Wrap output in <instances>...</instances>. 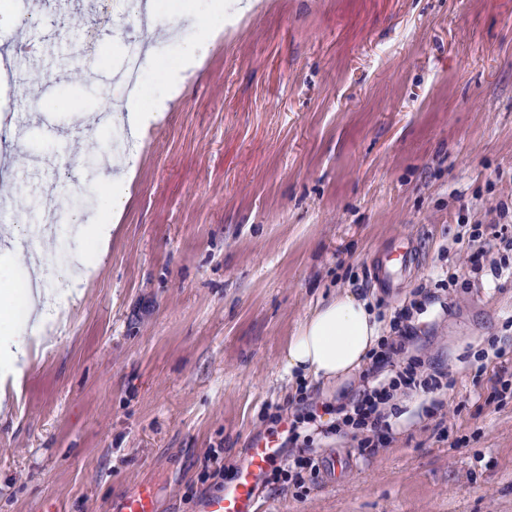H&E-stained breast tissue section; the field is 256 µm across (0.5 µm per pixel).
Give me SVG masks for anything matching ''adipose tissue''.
I'll return each mask as SVG.
<instances>
[{
	"instance_id": "adipose-tissue-1",
	"label": "adipose tissue",
	"mask_w": 512,
	"mask_h": 512,
	"mask_svg": "<svg viewBox=\"0 0 512 512\" xmlns=\"http://www.w3.org/2000/svg\"><path fill=\"white\" fill-rule=\"evenodd\" d=\"M223 30L224 13L219 10L214 21L205 24L199 37L184 46L178 62L169 71L164 94L147 107L140 101H129L124 111L114 113V120L125 122L134 138L143 139L150 128L164 119L170 103L179 97L186 75L201 68L209 46ZM136 176L135 164L129 163L100 184L99 198L107 217L86 228L93 243L94 258L64 269L62 282L68 290V299L44 307L41 320L61 321L68 306L81 298L83 285L97 274L100 261L109 252L112 236L119 228ZM379 340L377 323L366 302L344 292L318 307L302 323L296 336L289 340L283 361L288 372L339 381L362 369L367 353L377 348Z\"/></svg>"
}]
</instances>
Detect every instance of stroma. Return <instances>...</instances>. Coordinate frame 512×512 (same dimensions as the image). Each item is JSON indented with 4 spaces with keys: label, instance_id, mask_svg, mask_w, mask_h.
Listing matches in <instances>:
<instances>
[{
    "label": "stroma",
    "instance_id": "35a3bbf8",
    "mask_svg": "<svg viewBox=\"0 0 512 512\" xmlns=\"http://www.w3.org/2000/svg\"><path fill=\"white\" fill-rule=\"evenodd\" d=\"M177 34L137 23L122 0H0V54L34 45L6 94L22 138L0 160V243L27 239L59 267L91 256L78 225L122 166L123 135L96 123L128 96L106 84L127 41L151 55L143 106L165 90L170 45L199 35L212 0H178ZM48 17L21 31L16 15ZM95 34L83 82L73 53ZM112 247L64 322L38 326L15 296L28 252L0 271V337L48 338L0 410V512H115L142 482L157 512H196L232 481L294 384L281 355L319 306L368 299L383 335L423 294L420 356L455 384L397 400L392 442L349 436L321 454L343 467L308 491L258 488L261 512H512V0H263L228 29L140 149ZM408 239L414 262L380 286L377 258ZM480 253L481 267L470 257ZM456 280H449V273Z\"/></svg>",
    "mask_w": 512,
    "mask_h": 512
}]
</instances>
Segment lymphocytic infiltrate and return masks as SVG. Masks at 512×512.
I'll list each match as a JSON object with an SVG mask.
<instances>
[{"label": "lymphocytic infiltrate", "instance_id": "obj_1", "mask_svg": "<svg viewBox=\"0 0 512 512\" xmlns=\"http://www.w3.org/2000/svg\"><path fill=\"white\" fill-rule=\"evenodd\" d=\"M391 325L392 336L370 352L360 386L342 397L329 425L318 424L317 403L303 388L299 389L290 414L278 411L272 415L273 425L287 427L282 445L288 450V461L272 465L263 475L264 484L305 488L321 473L317 443L331 435H358L360 452L376 454L391 441V419L397 414L398 397L427 396L451 386L447 372L425 369L423 360L411 354L418 337L411 323L410 307L397 311Z\"/></svg>", "mask_w": 512, "mask_h": 512}]
</instances>
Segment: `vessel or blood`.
I'll return each mask as SVG.
<instances>
[{"label":"vessel or blood","instance_id":"b4317fda","mask_svg":"<svg viewBox=\"0 0 512 512\" xmlns=\"http://www.w3.org/2000/svg\"><path fill=\"white\" fill-rule=\"evenodd\" d=\"M413 259L409 245L389 253L381 261L377 274L384 284H393L403 268ZM277 437L257 440L249 451L247 460L239 465L234 479L223 490L200 500L196 512H258L257 484L261 475L279 456ZM119 512H155L154 489L144 482L132 488L121 500Z\"/></svg>","mask_w":512,"mask_h":512}]
</instances>
